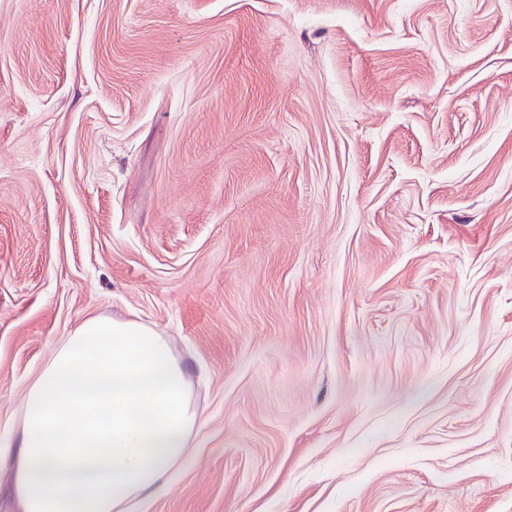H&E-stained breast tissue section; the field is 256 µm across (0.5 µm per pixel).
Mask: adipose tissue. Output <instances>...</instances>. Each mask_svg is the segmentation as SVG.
Returning a JSON list of instances; mask_svg holds the SVG:
<instances>
[{"label": "adipose tissue", "mask_w": 512, "mask_h": 512, "mask_svg": "<svg viewBox=\"0 0 512 512\" xmlns=\"http://www.w3.org/2000/svg\"><path fill=\"white\" fill-rule=\"evenodd\" d=\"M15 512H142L171 488L199 427L186 365L153 327L95 317L25 394Z\"/></svg>", "instance_id": "adipose-tissue-1"}]
</instances>
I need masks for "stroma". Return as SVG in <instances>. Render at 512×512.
<instances>
[{
    "mask_svg": "<svg viewBox=\"0 0 512 512\" xmlns=\"http://www.w3.org/2000/svg\"><path fill=\"white\" fill-rule=\"evenodd\" d=\"M99 316L203 421L146 512H512V0H0V441Z\"/></svg>",
    "mask_w": 512,
    "mask_h": 512,
    "instance_id": "obj_1",
    "label": "stroma"
}]
</instances>
